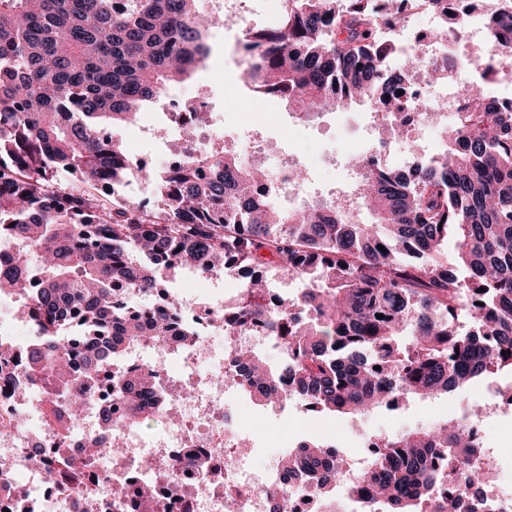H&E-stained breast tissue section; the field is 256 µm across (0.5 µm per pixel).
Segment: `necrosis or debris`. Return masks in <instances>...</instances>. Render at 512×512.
<instances>
[{"label": "necrosis or debris", "instance_id": "1", "mask_svg": "<svg viewBox=\"0 0 512 512\" xmlns=\"http://www.w3.org/2000/svg\"><path fill=\"white\" fill-rule=\"evenodd\" d=\"M211 10L228 28H247L270 13L269 0H210ZM402 27L383 26L378 36L399 43L403 52L424 47L426 62L443 57L460 58L462 65L440 82H406V89L426 98L428 109L408 115L406 137L415 140L419 131L436 127L430 110L447 103L456 109L465 89L481 79L488 57L499 48L487 35L483 22L466 16L460 34L437 40L440 26L434 14L418 17L412 5L402 11ZM477 45L476 54L462 52L463 43ZM248 156H264L274 179L288 188V205L318 203L311 188L293 185L296 160L267 150L264 140L245 145ZM233 303L215 298L199 304L190 296L176 301V321L194 319L204 334L199 344L182 348L179 356L169 349L151 348L132 352L115 372L126 380L129 396L149 404L160 400L166 427L147 436L122 422V409L102 384L79 385L73 391L84 403L78 424L60 429L50 416L52 398L35 390L20 395L26 380L21 371L0 372V512H139V495L148 493L160 505L159 512H269L268 488L271 470L256 468L244 447L236 420L238 400L229 396L224 382L225 348L218 336L230 335L236 343L257 350L270 343L257 326L227 327ZM177 362V373L167 366ZM157 370L160 383L156 396L141 395L130 378L138 372ZM62 449L68 462L85 478L81 491L58 483L43 464L50 450Z\"/></svg>", "mask_w": 512, "mask_h": 512}]
</instances>
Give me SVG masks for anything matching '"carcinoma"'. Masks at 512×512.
Listing matches in <instances>:
<instances>
[{"label":"carcinoma","mask_w":512,"mask_h":512,"mask_svg":"<svg viewBox=\"0 0 512 512\" xmlns=\"http://www.w3.org/2000/svg\"><path fill=\"white\" fill-rule=\"evenodd\" d=\"M112 2L0 0V234L20 243L0 266V294L21 296L36 330L15 358L24 375L62 392L69 327L82 336L88 379L124 348L172 335L165 308L146 330L137 306L112 305L117 286L138 300L164 292L179 269L208 277L271 265L303 283L300 296L269 311L266 282L252 276L234 319L267 332L278 366L228 348L259 404L296 398L311 412L350 417L477 386L512 404V391L495 388L512 377V104L490 110L483 85L469 86L443 151L406 170L351 161L359 179L334 203L283 212L264 167L225 146L187 150L158 175L154 205L130 204L101 194L137 167L109 127L135 121L204 65L212 22L201 0H125L119 13ZM417 2L443 16L439 34L448 36L483 0ZM401 20L376 0H288L280 23L245 34L244 78L283 90L295 112L364 103L385 130L397 121L388 107L395 87L410 74L427 78L414 66L419 55L403 57L378 37ZM483 21L502 50L486 63L493 76L512 60V0H496ZM260 183L266 193L256 197ZM81 413L57 403L52 418L68 428ZM474 453L456 417L381 438L343 485L335 449L314 438L280 468L328 504L341 485L381 512H462L450 487L457 472L478 492L491 487L492 470L469 469Z\"/></svg>","instance_id":"1"}]
</instances>
